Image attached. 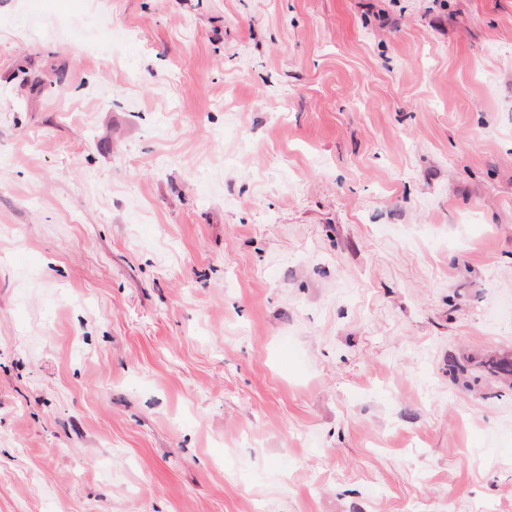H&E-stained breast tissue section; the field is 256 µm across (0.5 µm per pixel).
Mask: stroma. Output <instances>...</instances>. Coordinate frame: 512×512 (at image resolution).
<instances>
[{
  "mask_svg": "<svg viewBox=\"0 0 512 512\" xmlns=\"http://www.w3.org/2000/svg\"><path fill=\"white\" fill-rule=\"evenodd\" d=\"M512 0H0V512H512Z\"/></svg>",
  "mask_w": 512,
  "mask_h": 512,
  "instance_id": "1",
  "label": "stroma"
}]
</instances>
